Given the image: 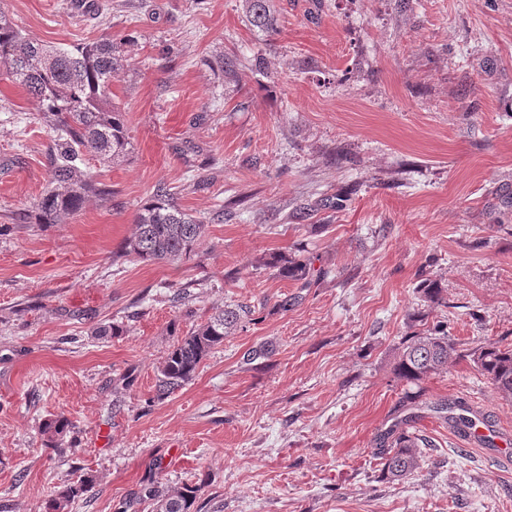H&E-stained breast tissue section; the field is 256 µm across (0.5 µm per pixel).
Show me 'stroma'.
<instances>
[{
    "instance_id": "1",
    "label": "stroma",
    "mask_w": 512,
    "mask_h": 512,
    "mask_svg": "<svg viewBox=\"0 0 512 512\" xmlns=\"http://www.w3.org/2000/svg\"><path fill=\"white\" fill-rule=\"evenodd\" d=\"M277 8L269 36L241 0H0L30 40L121 43L131 142L86 162L109 199L25 223L54 133L0 75V512H44L83 474L72 512H117L153 481L200 483L201 512H512V462L464 447L446 411L466 396L512 430L464 355L512 344V0ZM160 183L204 237L175 264L121 256ZM296 250L318 273L305 287L264 265ZM229 305L253 320L156 399L173 344ZM438 324L447 372L398 380L402 339ZM399 422L432 446L391 481L376 438Z\"/></svg>"
}]
</instances>
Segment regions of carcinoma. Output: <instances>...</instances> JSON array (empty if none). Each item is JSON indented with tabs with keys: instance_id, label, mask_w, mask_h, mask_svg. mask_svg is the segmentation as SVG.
Returning a JSON list of instances; mask_svg holds the SVG:
<instances>
[{
	"instance_id": "1",
	"label": "carcinoma",
	"mask_w": 512,
	"mask_h": 512,
	"mask_svg": "<svg viewBox=\"0 0 512 512\" xmlns=\"http://www.w3.org/2000/svg\"><path fill=\"white\" fill-rule=\"evenodd\" d=\"M250 26L274 32L278 15L274 0H245ZM122 61L121 45L109 38L67 46H45L26 39L0 12V73L22 87L39 103V119L58 133L48 153L52 187L34 203L31 216L36 224H60L63 218L81 210L89 198L112 193L107 185L82 169L83 156L110 163L128 154L130 138L123 112L112 103V74ZM136 230L122 246V254L147 263L178 262L190 256L204 236L206 225L178 205L164 184L155 188L153 199L135 218ZM266 265L283 278L308 281L313 276L308 260L294 253H272ZM251 315L243 305L227 307L188 332L169 350L160 363L156 397L163 399L191 381L201 363L224 339ZM455 350L448 336L425 331L401 342L395 371L398 378L420 381L448 369ZM474 367L491 381L500 396L512 401V345L487 341L467 352ZM458 401L448 403V421L468 426L473 420L463 415ZM69 420L56 416L45 423L50 438L70 432ZM382 471L396 481L413 475L424 462V449L431 441L396 425L380 437ZM92 486L84 477L59 492L46 503L45 512H67ZM199 487H180L153 482L133 498L120 504L128 512L136 503L150 502L152 512H200L194 508Z\"/></svg>"
}]
</instances>
